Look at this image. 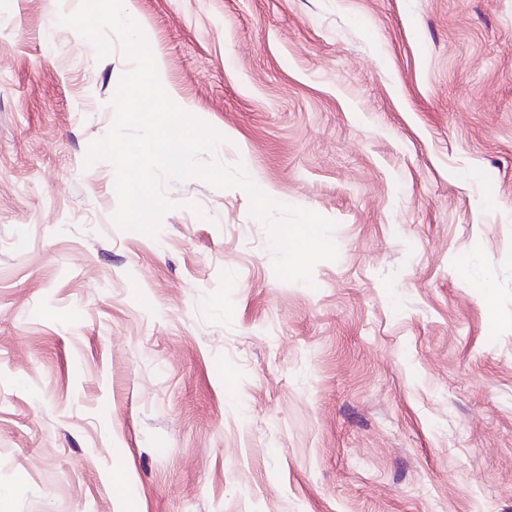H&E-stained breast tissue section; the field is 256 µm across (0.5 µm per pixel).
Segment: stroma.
<instances>
[{"instance_id":"stroma-1","label":"stroma","mask_w":512,"mask_h":512,"mask_svg":"<svg viewBox=\"0 0 512 512\" xmlns=\"http://www.w3.org/2000/svg\"><path fill=\"white\" fill-rule=\"evenodd\" d=\"M79 5L0 0V512H512V0H123L308 284L239 188L119 228Z\"/></svg>"}]
</instances>
